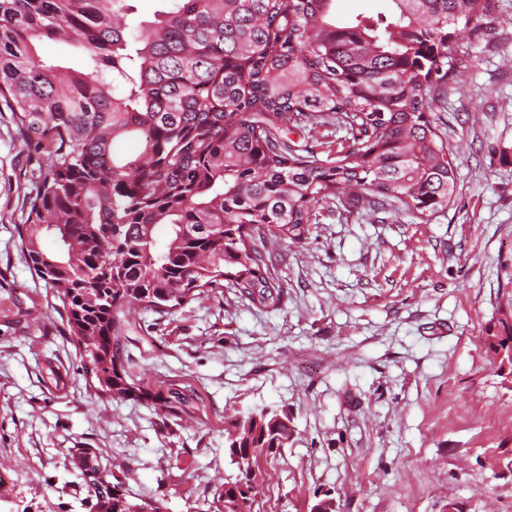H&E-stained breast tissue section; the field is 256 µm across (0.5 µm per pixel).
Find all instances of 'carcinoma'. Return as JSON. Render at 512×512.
Masks as SVG:
<instances>
[{
	"label": "carcinoma",
	"mask_w": 512,
	"mask_h": 512,
	"mask_svg": "<svg viewBox=\"0 0 512 512\" xmlns=\"http://www.w3.org/2000/svg\"><path fill=\"white\" fill-rule=\"evenodd\" d=\"M152 21L126 0H0V101L24 147L45 158L20 229L37 276L66 313L83 371L113 400L198 421L203 399L153 382L128 351L135 308L168 314L220 285L277 308L270 246L299 243L318 205L420 218L448 208L456 173L426 116L448 83V27L477 30L484 0H386L341 16L337 0H171ZM44 38L82 50L79 68L47 64ZM347 149L324 159L288 138L329 121ZM140 141L118 158L114 143ZM54 239L48 252L43 239ZM489 347L512 367V323ZM266 408L231 417V458L260 465L294 427ZM86 512H163L130 499L128 466L70 450ZM214 487L216 512H251L261 487Z\"/></svg>",
	"instance_id": "1"
}]
</instances>
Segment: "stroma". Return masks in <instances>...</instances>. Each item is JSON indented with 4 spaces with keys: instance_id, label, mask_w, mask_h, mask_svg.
Wrapping results in <instances>:
<instances>
[{
    "instance_id": "1",
    "label": "stroma",
    "mask_w": 512,
    "mask_h": 512,
    "mask_svg": "<svg viewBox=\"0 0 512 512\" xmlns=\"http://www.w3.org/2000/svg\"><path fill=\"white\" fill-rule=\"evenodd\" d=\"M430 118L456 172L448 209L341 217L316 206L306 240L276 248L287 290L259 309L225 288L159 315L131 313L145 377L189 384L200 421L101 403L78 371L63 308L18 229L39 162L0 103V478L11 512H81L68 454L101 449L131 496L205 512L234 474L224 419L263 407L294 434L269 460L261 512H512V372L487 338L512 307V0L451 39Z\"/></svg>"
}]
</instances>
